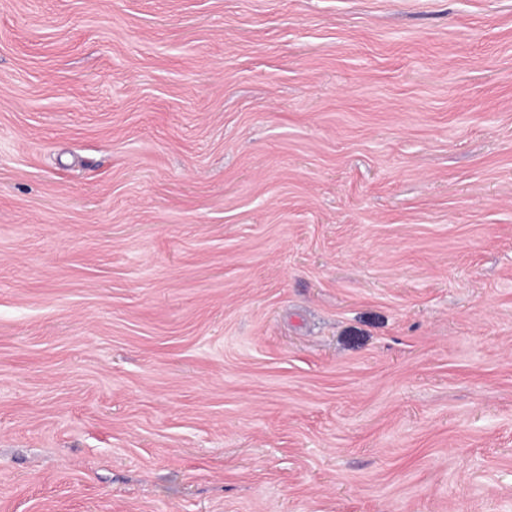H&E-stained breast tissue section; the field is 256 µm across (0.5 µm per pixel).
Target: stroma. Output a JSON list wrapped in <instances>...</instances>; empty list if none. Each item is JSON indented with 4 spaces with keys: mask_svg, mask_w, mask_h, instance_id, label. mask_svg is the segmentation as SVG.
I'll use <instances>...</instances> for the list:
<instances>
[{
    "mask_svg": "<svg viewBox=\"0 0 512 512\" xmlns=\"http://www.w3.org/2000/svg\"><path fill=\"white\" fill-rule=\"evenodd\" d=\"M0 512H512V0H0Z\"/></svg>",
    "mask_w": 512,
    "mask_h": 512,
    "instance_id": "35a3bbf8",
    "label": "stroma"
}]
</instances>
